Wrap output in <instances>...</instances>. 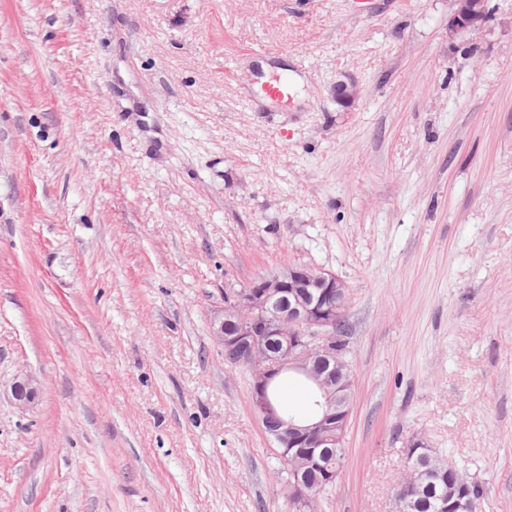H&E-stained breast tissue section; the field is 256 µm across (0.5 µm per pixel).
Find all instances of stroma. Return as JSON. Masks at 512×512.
<instances>
[{
  "label": "stroma",
  "instance_id": "1",
  "mask_svg": "<svg viewBox=\"0 0 512 512\" xmlns=\"http://www.w3.org/2000/svg\"><path fill=\"white\" fill-rule=\"evenodd\" d=\"M453 8L0 0V512H296L212 337L286 261L349 292L311 512H391L417 439L512 512V0ZM454 6L448 18L450 35L478 31L489 20L487 0H454ZM4 392L17 406L21 408L29 406L38 396L36 379L30 374H20Z\"/></svg>",
  "mask_w": 512,
  "mask_h": 512
}]
</instances>
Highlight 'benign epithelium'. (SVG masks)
<instances>
[{"label": "benign epithelium", "instance_id": "7a95c632", "mask_svg": "<svg viewBox=\"0 0 512 512\" xmlns=\"http://www.w3.org/2000/svg\"><path fill=\"white\" fill-rule=\"evenodd\" d=\"M488 20V0H454L448 33L475 32ZM333 95L346 106L359 97L360 88L353 79L338 80ZM347 302L348 287L336 274L288 262L237 291L212 326L224 353L249 371L252 403L262 424L277 421L272 441L288 456L294 474L319 467V449L343 446L354 379L336 353L335 328ZM285 373L300 374L314 387V417L296 418L271 400L273 381ZM5 394L26 407L38 396L36 379L20 374Z\"/></svg>", "mask_w": 512, "mask_h": 512}]
</instances>
